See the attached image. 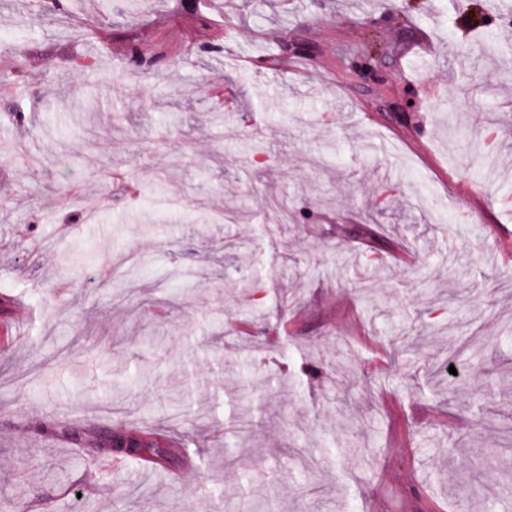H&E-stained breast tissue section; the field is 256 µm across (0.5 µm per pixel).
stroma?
<instances>
[{
  "label": "stroma",
  "mask_w": 512,
  "mask_h": 512,
  "mask_svg": "<svg viewBox=\"0 0 512 512\" xmlns=\"http://www.w3.org/2000/svg\"><path fill=\"white\" fill-rule=\"evenodd\" d=\"M35 2L0 0L20 81L0 138L25 145L0 155V507L243 512L252 486L269 512H512V66L484 52L490 34L512 57V18L474 0H84L73 26L32 30ZM134 44L175 60L164 83ZM133 183L183 204L132 201ZM401 334L423 352L397 358ZM463 348L474 365L431 390L425 361ZM243 392L257 410L220 427L177 419L183 398L206 413ZM116 422L198 468L97 470L60 431Z\"/></svg>",
  "instance_id": "obj_1"
}]
</instances>
